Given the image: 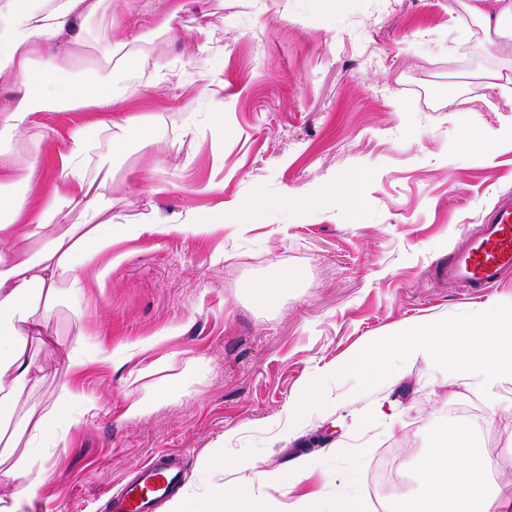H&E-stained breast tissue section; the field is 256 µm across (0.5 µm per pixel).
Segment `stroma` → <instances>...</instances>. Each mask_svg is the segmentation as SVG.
I'll use <instances>...</instances> for the list:
<instances>
[{"label":"stroma","mask_w":512,"mask_h":512,"mask_svg":"<svg viewBox=\"0 0 512 512\" xmlns=\"http://www.w3.org/2000/svg\"><path fill=\"white\" fill-rule=\"evenodd\" d=\"M464 2L196 0L174 33L152 37L168 80H133L112 115H148L153 139L116 151L102 138L88 167L111 169L112 212L136 231L103 253L114 263L105 281L98 266L84 271L82 316L46 315L39 381L18 411H47L64 380L92 408L34 460L43 483L21 512H102L103 493L159 452L182 454V488L207 496L210 512H225L212 485L239 476H205L206 458L253 456L278 471L303 455L334 486L355 478L366 512H381L384 455L411 466L457 404L488 418L478 444L512 476V377L477 384L425 356L392 384L332 373L400 325L459 329L512 297V276L476 300L447 276L512 191V112L481 79L512 74V48L489 47ZM453 98L469 111L449 112ZM474 123L500 138L461 156ZM350 182L353 201L331 189ZM195 212L211 216L209 231L192 228ZM288 268L299 282L276 306L254 305L253 283ZM78 346L86 364L71 372ZM200 357L209 365L180 397L125 417L129 397L162 385L145 373L153 361L182 376ZM311 384L319 410L289 412Z\"/></svg>","instance_id":"obj_1"}]
</instances>
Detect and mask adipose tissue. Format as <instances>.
Listing matches in <instances>:
<instances>
[{"instance_id":"ef3b65f1","label":"adipose tissue","mask_w":512,"mask_h":512,"mask_svg":"<svg viewBox=\"0 0 512 512\" xmlns=\"http://www.w3.org/2000/svg\"><path fill=\"white\" fill-rule=\"evenodd\" d=\"M123 0H0V427L15 417L19 400L38 381L39 369L29 343L40 335L42 313L64 305L81 314L80 272L112 242L132 234L131 226L111 212L102 190L112 172L99 169L88 180V154L102 131L118 127L125 140H150L141 118L103 119L75 125L48 174H39L40 143L29 160L18 161L11 149L22 140L37 113L87 108L111 109L119 94L111 79L94 83L59 82L65 62L86 39L98 12L115 13ZM467 9L492 45L512 44V0H471ZM428 354L483 383L512 376V299L489 307L471 327L449 331L447 322L410 324L368 342L344 370L379 380L394 377L398 364ZM82 416V403L69 381L59 385L49 410L27 419L25 457L42 456L63 443ZM473 424L459 423L452 433L430 438L413 476L416 489L395 497L390 512H512V478L501 477L493 459L477 446ZM224 470L243 473L234 486L218 485L226 500H243L247 512H273L253 491L257 479L296 487L318 472L315 458H297L289 470H260L256 458H209L206 475ZM294 512H363L356 491L329 495L325 489L302 495Z\"/></svg>"}]
</instances>
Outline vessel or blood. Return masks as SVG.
<instances>
[{
    "instance_id": "b4317fda",
    "label": "vessel or blood",
    "mask_w": 512,
    "mask_h": 512,
    "mask_svg": "<svg viewBox=\"0 0 512 512\" xmlns=\"http://www.w3.org/2000/svg\"><path fill=\"white\" fill-rule=\"evenodd\" d=\"M512 271V193L499 195L469 235L466 247L448 264V277L478 295ZM183 481L179 457L154 455L117 489L104 494V512H158Z\"/></svg>"
}]
</instances>
